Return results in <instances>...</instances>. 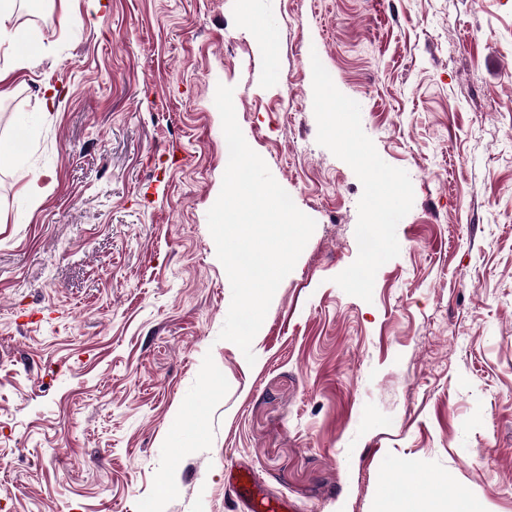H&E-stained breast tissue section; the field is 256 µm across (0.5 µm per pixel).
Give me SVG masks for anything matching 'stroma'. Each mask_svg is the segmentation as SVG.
I'll list each match as a JSON object with an SVG mask.
<instances>
[{"mask_svg":"<svg viewBox=\"0 0 512 512\" xmlns=\"http://www.w3.org/2000/svg\"><path fill=\"white\" fill-rule=\"evenodd\" d=\"M13 24L39 58L0 97V512H237L233 462L296 512H383L406 467L436 512H512V0H42ZM221 83L316 222L252 364L218 338Z\"/></svg>","mask_w":512,"mask_h":512,"instance_id":"stroma-1","label":"stroma"}]
</instances>
